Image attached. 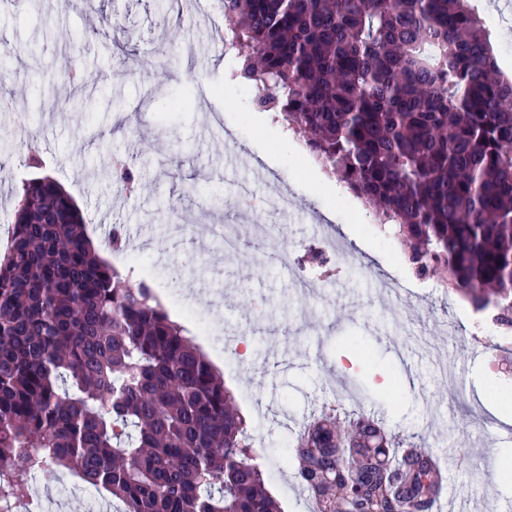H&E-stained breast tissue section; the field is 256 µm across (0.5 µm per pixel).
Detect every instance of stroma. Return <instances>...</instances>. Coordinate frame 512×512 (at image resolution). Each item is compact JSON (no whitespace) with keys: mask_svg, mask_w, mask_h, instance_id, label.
<instances>
[{"mask_svg":"<svg viewBox=\"0 0 512 512\" xmlns=\"http://www.w3.org/2000/svg\"><path fill=\"white\" fill-rule=\"evenodd\" d=\"M501 70L512 75V0H478ZM117 16L111 40L95 36L85 9ZM194 29L158 13L154 0H40L28 12L0 6V52L13 74L7 92L28 114L26 136L17 113L0 118V247L4 219L14 218L22 182L48 173L74 198L100 255L132 281H147L165 310L185 325L245 413L249 453L280 512H311V494L298 477L296 438L314 415L345 403L381 420L385 432L442 455H469L463 470L445 473L448 494L466 491L485 512H512V483H503V454L512 451V409H504L500 382H512L487 336L481 314L457 294L429 287L407 265L401 244L377 231L373 207L340 177L324 182L311 167L304 134L275 113L259 110L235 61L215 42L223 17L214 0H201ZM70 62L88 74L97 99L120 96L122 112L49 113L69 98L60 72ZM169 78L158 83V70ZM191 100L182 108L180 100ZM42 142L45 170L24 165L26 137ZM135 162L134 193L110 185L113 157ZM294 198L285 213L267 203L269 182ZM254 192L249 205L231 208L237 186ZM241 228L236 250L212 240H189L171 224ZM121 224L127 246L114 251L101 228ZM287 227L297 258L326 237L346 251L312 266L327 304L308 318L298 312L292 269L260 260L252 226ZM397 283L380 294L376 281ZM200 302L201 318L185 306ZM243 335L249 356L223 342ZM369 348L371 365L355 358ZM388 389H378L381 378ZM60 484L25 474L40 512H88L87 499L61 494L81 486L71 471Z\"/></svg>","mask_w":512,"mask_h":512,"instance_id":"1","label":"stroma"}]
</instances>
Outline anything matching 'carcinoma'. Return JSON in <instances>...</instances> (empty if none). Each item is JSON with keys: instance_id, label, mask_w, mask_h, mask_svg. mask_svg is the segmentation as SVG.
<instances>
[{"instance_id": "obj_1", "label": "carcinoma", "mask_w": 512, "mask_h": 512, "mask_svg": "<svg viewBox=\"0 0 512 512\" xmlns=\"http://www.w3.org/2000/svg\"><path fill=\"white\" fill-rule=\"evenodd\" d=\"M236 77L391 225L416 275L512 326V79L471 0H219ZM111 180L133 184L130 164ZM0 253V512L17 468H65L126 512H279L246 422L146 283L101 259L50 176L22 184ZM370 414L305 423L298 475L323 512H430L443 477ZM354 459L351 481L343 460Z\"/></svg>"}]
</instances>
